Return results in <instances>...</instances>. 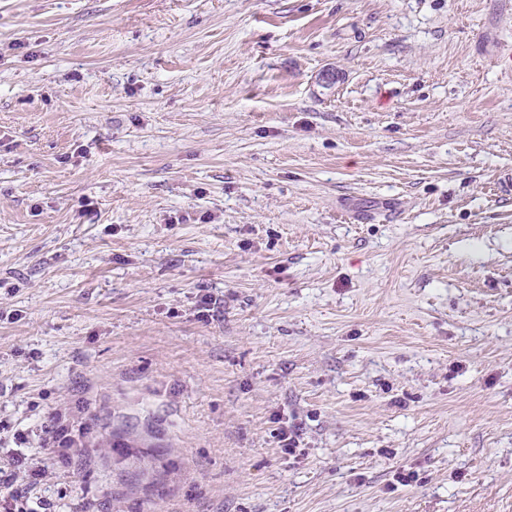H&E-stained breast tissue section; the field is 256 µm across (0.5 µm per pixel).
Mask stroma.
Segmentation results:
<instances>
[{
    "label": "stroma",
    "mask_w": 512,
    "mask_h": 512,
    "mask_svg": "<svg viewBox=\"0 0 512 512\" xmlns=\"http://www.w3.org/2000/svg\"><path fill=\"white\" fill-rule=\"evenodd\" d=\"M506 171L512 0H0V496L512 512ZM74 418L69 412L57 411L49 418L42 428V448L51 453H60V458H68V450L71 449V439L69 434L70 421Z\"/></svg>",
    "instance_id": "stroma-1"
}]
</instances>
